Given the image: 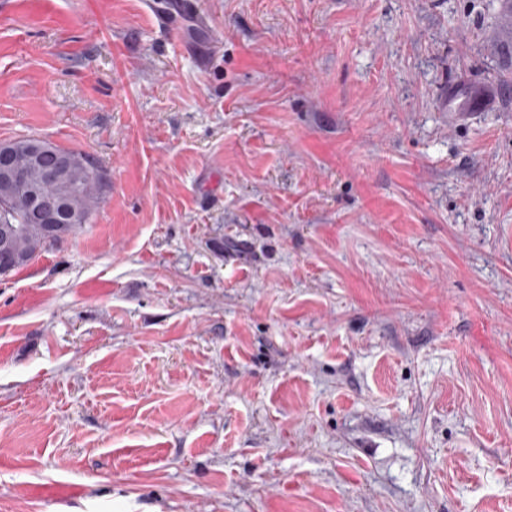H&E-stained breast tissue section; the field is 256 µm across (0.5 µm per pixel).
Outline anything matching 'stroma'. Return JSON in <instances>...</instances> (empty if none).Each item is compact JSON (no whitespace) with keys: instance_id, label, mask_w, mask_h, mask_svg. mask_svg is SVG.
Here are the masks:
<instances>
[{"instance_id":"stroma-1","label":"stroma","mask_w":512,"mask_h":512,"mask_svg":"<svg viewBox=\"0 0 512 512\" xmlns=\"http://www.w3.org/2000/svg\"><path fill=\"white\" fill-rule=\"evenodd\" d=\"M166 4L0 0V142L110 175L0 275V512H512V0Z\"/></svg>"}]
</instances>
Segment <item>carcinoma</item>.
Masks as SVG:
<instances>
[{
	"instance_id": "1",
	"label": "carcinoma",
	"mask_w": 512,
	"mask_h": 512,
	"mask_svg": "<svg viewBox=\"0 0 512 512\" xmlns=\"http://www.w3.org/2000/svg\"><path fill=\"white\" fill-rule=\"evenodd\" d=\"M62 151L59 146L46 154L41 164L31 165L27 169L26 183L43 187L46 199L61 200L66 208L88 223L90 216L98 206L106 185V172L99 168L88 155L80 151L67 150L83 158L87 164V173L83 177L61 178L54 183L43 181V171L56 164V154ZM9 205L13 223L1 225L10 236V248L17 261L10 266L14 271L28 265L38 254L58 244L66 237L82 228V224H58L50 229L45 224H33L29 219V200L24 188H15L14 194L5 202L0 200V208Z\"/></svg>"
}]
</instances>
